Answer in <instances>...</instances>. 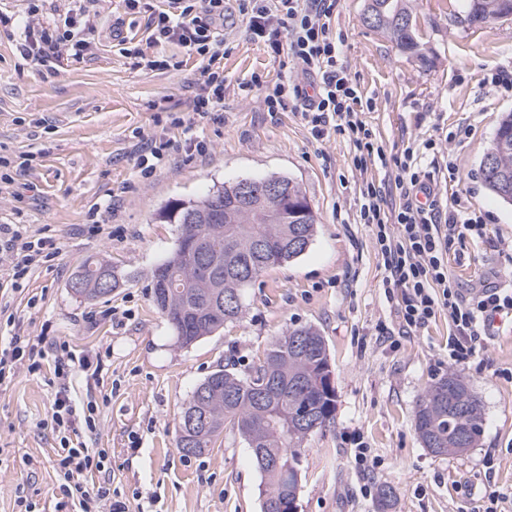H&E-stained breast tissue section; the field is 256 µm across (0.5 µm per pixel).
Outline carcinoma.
<instances>
[{
  "mask_svg": "<svg viewBox=\"0 0 512 512\" xmlns=\"http://www.w3.org/2000/svg\"><path fill=\"white\" fill-rule=\"evenodd\" d=\"M467 23L481 24L512 17V0H465ZM365 15L369 27L386 34L395 45L416 56L420 52L410 0H369ZM486 155L494 167L482 168L487 189L512 203V113L498 124ZM288 203L257 197L253 208L241 213L234 205L239 183L222 186L197 200L166 206L160 219L179 225L176 246L152 275V302L171 326L175 343L189 347L242 314V292L267 268L289 262L309 248L316 219L308 212L305 224H283L287 207L309 206L292 179ZM123 280L112 266L86 260L72 277L69 288L84 299L107 296ZM330 354L327 342L312 326H298L277 338L250 370L239 373L219 368L194 390L182 409L176 447L187 456L210 453L224 430L238 432L251 451L261 476L262 505L268 512H285L302 487L301 447L312 434L309 415L324 428L333 420L335 388L326 382ZM482 406L471 388L456 374L430 384L415 413V430L423 446L444 456L457 448H474L483 432ZM281 457L291 463L286 473L270 467ZM395 494L392 487L378 488L377 512H388Z\"/></svg>",
  "mask_w": 512,
  "mask_h": 512,
  "instance_id": "cac0c4a2",
  "label": "carcinoma"
}]
</instances>
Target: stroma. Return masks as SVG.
Listing matches in <instances>:
<instances>
[{
	"label": "stroma",
	"mask_w": 512,
	"mask_h": 512,
	"mask_svg": "<svg viewBox=\"0 0 512 512\" xmlns=\"http://www.w3.org/2000/svg\"><path fill=\"white\" fill-rule=\"evenodd\" d=\"M150 11H127L122 0H91L96 46L82 59L48 70L21 57L18 35L0 29V147L17 162L0 183V224L48 232L54 260L35 268L19 291L0 298V337L14 333L68 345L78 357H100L97 375L69 381L76 402L95 396V430L79 428L87 447L109 454L103 472L80 476L84 487L105 483L125 512H262L261 478L237 432L225 431L214 451L193 457L175 445L183 404L220 366L249 370L288 328L318 329L329 346L336 392L334 422L312 434L302 451L298 512H375L372 492H396L391 512H477L485 495L512 498V322H503L468 363L451 367L447 316L389 348L378 328L395 323L396 300L383 288L384 266L371 226L358 223L359 186L382 179L380 166L359 173L341 137L314 139L299 110L268 113L261 93L243 96L251 75L265 86L283 73L268 50L284 41L273 27L254 33L238 0H224L218 33L224 65V119L200 117L192 106L201 61L179 44L148 43ZM462 0H416L421 64L363 22L366 0H340L332 26L341 34L351 72L374 102L366 119L387 156L407 143H434L441 203L465 200L487 213L501 243L463 238L448 253V271L462 288L487 279L512 281V206L486 189L479 164L512 96L498 92L491 70L512 68V18L494 25L461 21ZM168 60L138 66L129 50ZM470 133L459 141L457 127ZM201 141L205 153H179L150 178L138 159L151 140ZM457 157L449 178L442 165ZM286 176L299 184L316 218V233L300 257L266 269L244 293L240 319L182 348L154 307L153 270L172 252L178 227L159 220L165 205L189 200L243 178ZM103 234H88L91 221ZM89 258L107 261L124 284L85 300L69 283ZM457 372L484 413L477 447L460 456L424 448L414 426L429 384ZM57 388L54 361L36 374L0 382V512H79L80 495L63 494L59 440L51 424ZM361 435L375 461L363 473L354 460Z\"/></svg>",
	"instance_id": "1"
}]
</instances>
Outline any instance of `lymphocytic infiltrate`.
Here are the masks:
<instances>
[{"mask_svg": "<svg viewBox=\"0 0 512 512\" xmlns=\"http://www.w3.org/2000/svg\"><path fill=\"white\" fill-rule=\"evenodd\" d=\"M195 2L172 0L171 11L153 15L149 42L176 43L201 58L193 109L214 116L224 109V68L216 32L217 23L224 19V0H203L200 8ZM336 7L337 0H276L272 5L265 0H245L240 10L252 31L275 25L286 32L287 40L270 45L283 80L267 89L254 75L239 89L247 95L263 91V105L269 112L283 110L291 102L300 104L313 137L342 136L352 149L354 168L364 172L372 164L386 165L387 155L364 117L372 103L351 75L343 38L333 31ZM37 15V7H30L19 45L22 56L50 67L62 57L80 59L91 51L84 13L66 18L60 28L40 25ZM395 167L394 182L364 180L358 197V221L373 226L383 258L385 294L399 299L395 327L382 328L381 333L391 342L447 314L452 330L448 359L464 364L491 338L496 318L512 320V284L483 281L470 292H462L448 274V248L465 237L492 246L498 239L482 213L459 200L450 207L434 200V179L425 169L423 154L413 147L405 148ZM422 194L431 196L429 206L420 204ZM57 253L52 237L30 235L22 224H0V262L5 265L0 288L19 287L34 268ZM46 358L43 337H8L0 342V379L21 369L40 371ZM98 410L92 400L76 404L64 386L56 394L52 420L60 435L57 465L64 480L105 467V449L85 447L74 438L76 421L95 428Z\"/></svg>", "mask_w": 512, "mask_h": 512, "instance_id": "f902f5d3", "label": "lymphocytic infiltrate"}]
</instances>
